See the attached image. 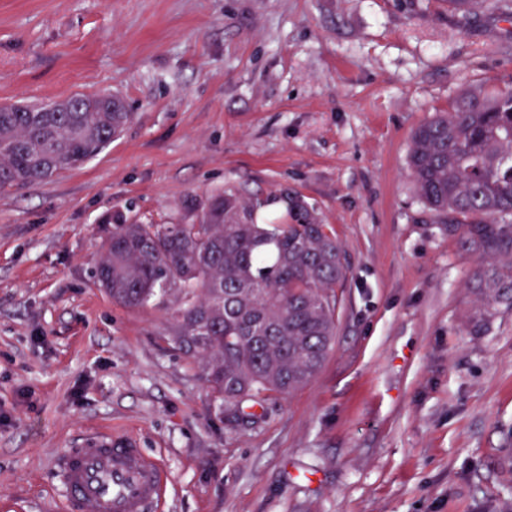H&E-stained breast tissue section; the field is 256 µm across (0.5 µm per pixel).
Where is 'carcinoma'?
Here are the masks:
<instances>
[{
    "label": "carcinoma",
    "instance_id": "1",
    "mask_svg": "<svg viewBox=\"0 0 512 512\" xmlns=\"http://www.w3.org/2000/svg\"><path fill=\"white\" fill-rule=\"evenodd\" d=\"M486 0H448L461 19ZM108 95L80 112L21 106L0 112V191L83 165L130 121ZM419 192L466 253L480 260L472 290L481 332L512 310V91L468 90L451 111L420 125L408 155ZM192 224H141L113 216L94 277L118 304L143 309L158 291L179 292L170 341L202 360L213 401L238 422L253 408L306 387L332 351L345 253L299 197L276 224L234 193L193 202Z\"/></svg>",
    "mask_w": 512,
    "mask_h": 512
}]
</instances>
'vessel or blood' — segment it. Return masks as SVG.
<instances>
[{
  "label": "vessel or blood",
  "instance_id": "1",
  "mask_svg": "<svg viewBox=\"0 0 512 512\" xmlns=\"http://www.w3.org/2000/svg\"><path fill=\"white\" fill-rule=\"evenodd\" d=\"M70 512H161L167 470L132 438L101 435L57 459Z\"/></svg>",
  "mask_w": 512,
  "mask_h": 512
}]
</instances>
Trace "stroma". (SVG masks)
I'll list each match as a JSON object with an SVG mask.
<instances>
[{
  "instance_id": "35a3bbf8",
  "label": "stroma",
  "mask_w": 512,
  "mask_h": 512,
  "mask_svg": "<svg viewBox=\"0 0 512 512\" xmlns=\"http://www.w3.org/2000/svg\"><path fill=\"white\" fill-rule=\"evenodd\" d=\"M512 88L492 0H0V103L109 94L99 154L0 191V512H65L55 465L97 434L170 473L163 512H512V311L472 333L479 263L408 169L416 127ZM287 195L348 261L333 350L229 428L169 336L175 290L127 309L93 281L120 213L189 224L220 192Z\"/></svg>"
}]
</instances>
